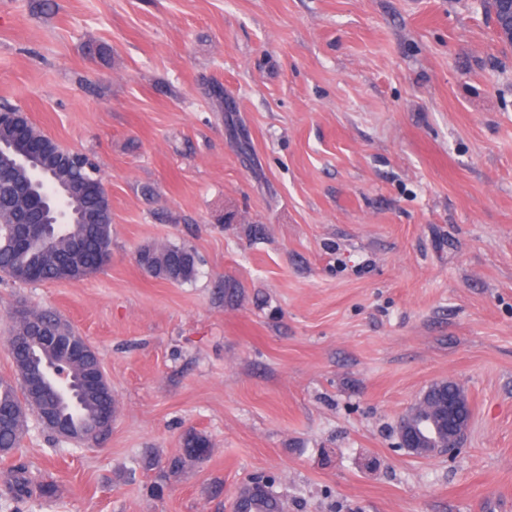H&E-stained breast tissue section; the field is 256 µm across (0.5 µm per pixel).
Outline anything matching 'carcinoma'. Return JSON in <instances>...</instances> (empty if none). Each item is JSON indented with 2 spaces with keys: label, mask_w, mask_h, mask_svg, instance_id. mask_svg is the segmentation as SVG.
<instances>
[{
  "label": "carcinoma",
  "mask_w": 512,
  "mask_h": 512,
  "mask_svg": "<svg viewBox=\"0 0 512 512\" xmlns=\"http://www.w3.org/2000/svg\"><path fill=\"white\" fill-rule=\"evenodd\" d=\"M12 185V197L0 195V225L24 224L26 209L16 197L27 190L26 173L13 169L0 159V179ZM59 178L69 182L71 208L80 214V223L68 224L59 229L46 247H13L12 243L0 244V269L15 282H30L38 277L42 281L77 280L98 270L95 259L98 253L112 246V208L109 200L91 190L84 182L85 170L74 166L59 172ZM137 263L152 276L176 283H185L197 274V255L194 249L182 246H144L137 252ZM48 312H23L13 319L12 335L25 336L30 320L45 318ZM91 362L77 361L70 364L69 371L79 388L77 408L70 412L72 429L88 427L95 423L100 413L112 410V391L106 386L85 385V370ZM30 389L19 388L14 379L0 377V414L14 409L37 412L29 402ZM23 434L15 421L0 419V448H17ZM211 450L209 438L194 429L185 432L182 452L169 458L160 469L164 480L183 471L184 467L199 461L203 450ZM12 479L7 492L20 499L38 493L44 498L55 495V486L47 482H36L23 467L11 470ZM266 489L258 490L250 483L243 484L237 494L234 507H243L247 512H285V505L276 489V479L267 475Z\"/></svg>",
  "instance_id": "obj_1"
}]
</instances>
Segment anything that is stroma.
Here are the masks:
<instances>
[{
  "label": "stroma",
  "instance_id": "35a3bbf8",
  "mask_svg": "<svg viewBox=\"0 0 512 512\" xmlns=\"http://www.w3.org/2000/svg\"><path fill=\"white\" fill-rule=\"evenodd\" d=\"M1 103L94 158L112 262L0 279V376L12 313L50 311L115 401L100 445L0 458V494L15 465L57 489L5 512H232L257 474L288 512H512V46L481 0H0ZM441 380L466 445L412 457L396 424ZM190 428L206 461L145 470ZM137 263L155 278L185 283L197 274V255L186 245L141 247L137 252Z\"/></svg>",
  "mask_w": 512,
  "mask_h": 512
}]
</instances>
